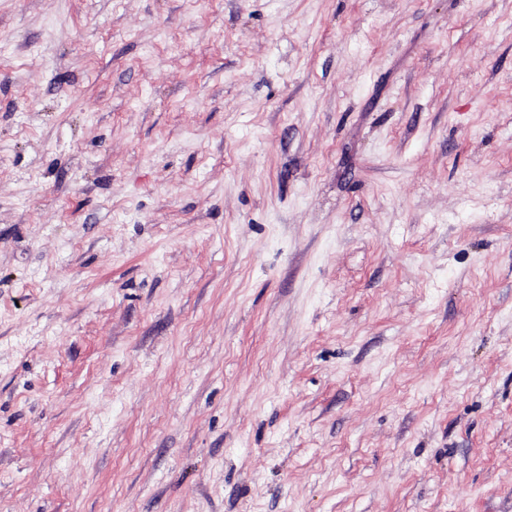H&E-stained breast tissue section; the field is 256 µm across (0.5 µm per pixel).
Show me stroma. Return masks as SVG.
<instances>
[{
	"mask_svg": "<svg viewBox=\"0 0 512 512\" xmlns=\"http://www.w3.org/2000/svg\"><path fill=\"white\" fill-rule=\"evenodd\" d=\"M0 512H512V0H0Z\"/></svg>",
	"mask_w": 512,
	"mask_h": 512,
	"instance_id": "stroma-1",
	"label": "stroma"
}]
</instances>
